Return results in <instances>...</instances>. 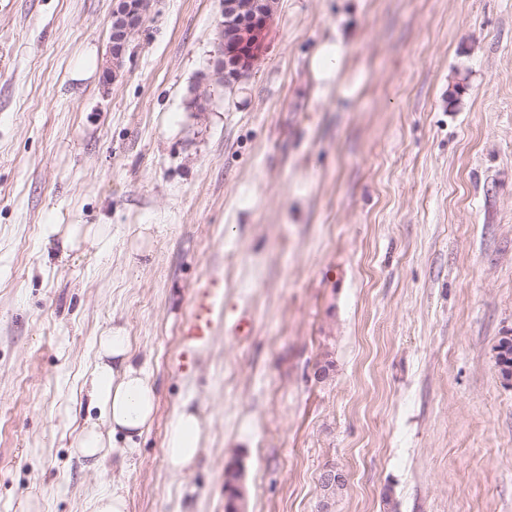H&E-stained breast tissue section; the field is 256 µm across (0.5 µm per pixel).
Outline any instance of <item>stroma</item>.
<instances>
[{
	"label": "stroma",
	"instance_id": "stroma-1",
	"mask_svg": "<svg viewBox=\"0 0 512 512\" xmlns=\"http://www.w3.org/2000/svg\"><path fill=\"white\" fill-rule=\"evenodd\" d=\"M113 4L0 0V512L114 488L128 512H224L234 460L249 512H321L328 468L333 512H512V0H275L230 86L222 0H149L105 83ZM210 279L224 319L184 366ZM114 327L157 409L94 471L72 445ZM185 401L205 423L178 474ZM345 52L346 47L340 39L328 40L321 44L312 61L316 78L326 82L333 79ZM203 421L199 413L184 402L175 410L166 440L165 455L168 462L178 471L192 469L201 451Z\"/></svg>",
	"mask_w": 512,
	"mask_h": 512
}]
</instances>
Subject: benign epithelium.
I'll return each instance as SVG.
<instances>
[{
    "mask_svg": "<svg viewBox=\"0 0 512 512\" xmlns=\"http://www.w3.org/2000/svg\"><path fill=\"white\" fill-rule=\"evenodd\" d=\"M224 10L231 11L235 17L233 31L223 36L221 51L224 53V81L239 80L248 72L256 60L252 51L255 34L263 28L271 15V0H227ZM143 13L140 0H115L112 9V60L113 66L120 67L122 57L130 43V36L141 29ZM224 481L233 492V512H246L245 491L242 482V468L236 463L224 474ZM322 487L327 497L332 492L343 488L346 476L336 470H326L323 473Z\"/></svg>",
    "mask_w": 512,
    "mask_h": 512,
    "instance_id": "obj_1",
    "label": "benign epithelium"
}]
</instances>
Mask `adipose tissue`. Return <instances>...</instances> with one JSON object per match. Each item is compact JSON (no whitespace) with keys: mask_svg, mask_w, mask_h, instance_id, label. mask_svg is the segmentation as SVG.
<instances>
[{"mask_svg":"<svg viewBox=\"0 0 512 512\" xmlns=\"http://www.w3.org/2000/svg\"><path fill=\"white\" fill-rule=\"evenodd\" d=\"M86 396L98 408L101 424L80 433L77 449L89 466H99L110 454L129 460L149 428L157 394L151 374L136 359L121 330L110 329L97 340V356ZM203 421L199 413L182 404L176 409L165 440V455L178 471L192 469L201 451Z\"/></svg>","mask_w":512,"mask_h":512,"instance_id":"obj_1","label":"adipose tissue"}]
</instances>
